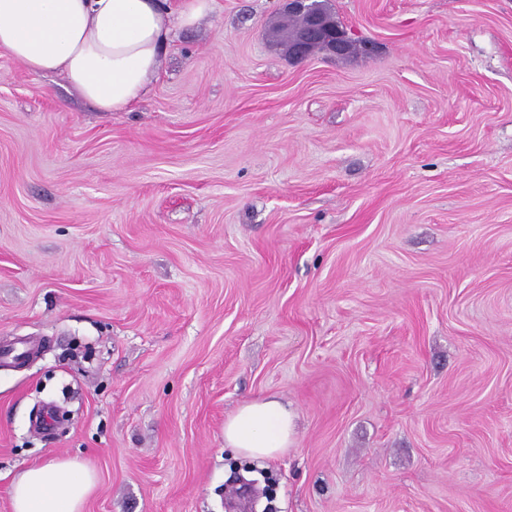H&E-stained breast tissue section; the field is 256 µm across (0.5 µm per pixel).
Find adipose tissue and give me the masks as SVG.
<instances>
[{"instance_id":"adipose-tissue-1","label":"adipose tissue","mask_w":512,"mask_h":512,"mask_svg":"<svg viewBox=\"0 0 512 512\" xmlns=\"http://www.w3.org/2000/svg\"><path fill=\"white\" fill-rule=\"evenodd\" d=\"M167 0H0V54L32 73H60L102 112H125L148 91L172 25L195 23L209 0H190L172 17ZM294 417L281 400L259 398L224 422L235 456L271 460L287 452ZM97 484L74 459L23 471L11 490L13 512H83Z\"/></svg>"}]
</instances>
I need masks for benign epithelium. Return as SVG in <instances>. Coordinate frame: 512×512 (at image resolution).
<instances>
[{"label":"benign epithelium","mask_w":512,"mask_h":512,"mask_svg":"<svg viewBox=\"0 0 512 512\" xmlns=\"http://www.w3.org/2000/svg\"><path fill=\"white\" fill-rule=\"evenodd\" d=\"M287 12L305 19L303 30L286 47L288 57L305 60L316 53L341 57L347 54L350 38L336 18L321 9L318 0H288Z\"/></svg>","instance_id":"7a95c632"}]
</instances>
